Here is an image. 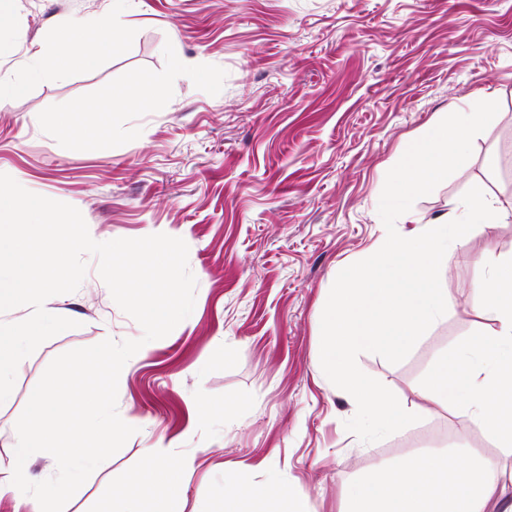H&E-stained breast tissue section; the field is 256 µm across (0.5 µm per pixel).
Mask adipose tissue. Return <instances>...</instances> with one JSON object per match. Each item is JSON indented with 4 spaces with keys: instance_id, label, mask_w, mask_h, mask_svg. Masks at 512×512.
Listing matches in <instances>:
<instances>
[{
    "instance_id": "ef3b65f1",
    "label": "adipose tissue",
    "mask_w": 512,
    "mask_h": 512,
    "mask_svg": "<svg viewBox=\"0 0 512 512\" xmlns=\"http://www.w3.org/2000/svg\"><path fill=\"white\" fill-rule=\"evenodd\" d=\"M125 36L122 24L105 16L85 24L63 25L53 34L55 52L45 59V75L92 65L111 54ZM483 333L463 339L446 353L420 386L422 398L441 401L480 421L500 447L512 450V257L493 258L473 291ZM162 446L149 448V467L135 486L162 487L163 496H131L122 512H167L190 462L164 466ZM512 485V466L471 454L455 466L445 456L428 453L400 460L388 470L360 481L342 512H512L503 493ZM223 512H310L306 499L283 482L239 485L225 493Z\"/></svg>"
}]
</instances>
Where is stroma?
I'll return each mask as SVG.
<instances>
[{
	"label": "stroma",
	"instance_id": "1",
	"mask_svg": "<svg viewBox=\"0 0 512 512\" xmlns=\"http://www.w3.org/2000/svg\"><path fill=\"white\" fill-rule=\"evenodd\" d=\"M112 11L113 0H20L0 27V80L29 81L0 102V173L79 209L98 241L180 236L197 287L191 315L131 361L118 388L117 411L135 434L64 512L122 502L159 441L169 460L193 464L173 512H221L225 488L273 477L311 512H339L357 480L420 451L511 459L484 425L418 389L440 354L476 334L472 288L488 257L512 256V214L477 226L445 258L448 316L406 359H358L419 415L405 431L365 443L346 430L356 407L323 376L318 338L328 288L386 236L387 172L450 105L495 100L500 110L467 165L397 219L399 234L450 218L474 186L512 211V0H139L112 56L31 77L53 30ZM146 80L162 92L143 105L134 93ZM118 89L129 96L116 107ZM82 103L97 104L82 121L103 127L101 138L54 130L53 116ZM85 262L78 290L45 303L76 328L22 361L0 404L2 471L53 358L143 334L96 259Z\"/></svg>",
	"mask_w": 512,
	"mask_h": 512
}]
</instances>
